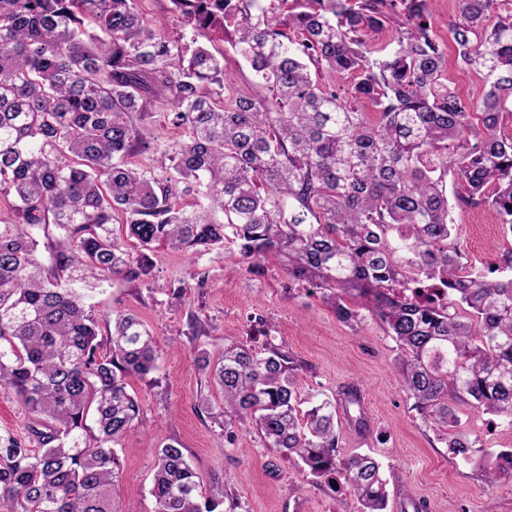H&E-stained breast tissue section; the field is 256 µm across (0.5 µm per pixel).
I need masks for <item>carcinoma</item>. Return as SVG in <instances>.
I'll return each instance as SVG.
<instances>
[{"instance_id": "1", "label": "carcinoma", "mask_w": 512, "mask_h": 512, "mask_svg": "<svg viewBox=\"0 0 512 512\" xmlns=\"http://www.w3.org/2000/svg\"><path fill=\"white\" fill-rule=\"evenodd\" d=\"M290 1L281 21L259 0H170L186 26L233 24V56L264 94L226 98L224 54L145 24L137 0H0V195L17 201L0 224V389L29 418L25 436L0 434V512H114L116 446L143 416L128 378L156 369L158 340L129 311L98 338L71 284L142 282L160 246L233 248L251 270L283 257L339 321L367 311L396 342L413 409L461 460L477 441L455 430L457 407L512 427V256L470 268L447 193L451 174L466 185L456 205L492 207L512 236V0H460L463 22L448 25L459 63L489 80L477 102L448 86L431 0ZM314 71L350 83L327 89ZM160 97L186 134L162 178L125 163ZM180 191L196 210L174 207ZM198 362L228 443L252 427L311 483L386 512L380 464L338 450V409L365 425L355 387L304 412L279 345L234 342ZM476 461L486 489L512 485V449ZM151 496L155 512H224V481L204 482L177 442L157 450Z\"/></svg>"}]
</instances>
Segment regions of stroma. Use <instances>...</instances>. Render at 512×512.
Masks as SVG:
<instances>
[{
  "label": "stroma",
  "mask_w": 512,
  "mask_h": 512,
  "mask_svg": "<svg viewBox=\"0 0 512 512\" xmlns=\"http://www.w3.org/2000/svg\"><path fill=\"white\" fill-rule=\"evenodd\" d=\"M232 35V29L217 28L203 31L198 41L226 54L234 92H254L250 68L227 54ZM171 110L168 99L156 102L143 130L148 147L128 157L129 167L164 174L168 153L184 138ZM451 217L461 249L475 268L502 264L512 252V238L504 237L494 209L456 208ZM152 260L147 281L82 285L100 337L111 331L113 314L131 310L158 339L156 370L128 380L144 418L117 447L122 472L115 512H154L149 490L155 452L173 440L203 479L226 480L225 512H359L355 496L312 485L297 461L267 449L254 429L239 428L235 444H227L223 425L200 407L201 399L216 404L221 395L197 368L198 351L215 361L229 342L259 349L270 339L285 345L297 363L302 399H332L344 385L359 387L369 427L360 430L339 420V452L344 457L367 454L381 464L389 491L387 512H512V490H484L481 470L453 458L413 410L397 370L396 344L375 319L353 326L338 321L321 293L290 280L275 256L264 260L260 275L248 273L238 255L222 250L192 253L165 247L154 251ZM181 279L190 288L174 306L169 288ZM458 416L460 430L478 439L483 450L512 448V428L489 427L487 415L467 408Z\"/></svg>",
  "instance_id": "stroma-1"
}]
</instances>
